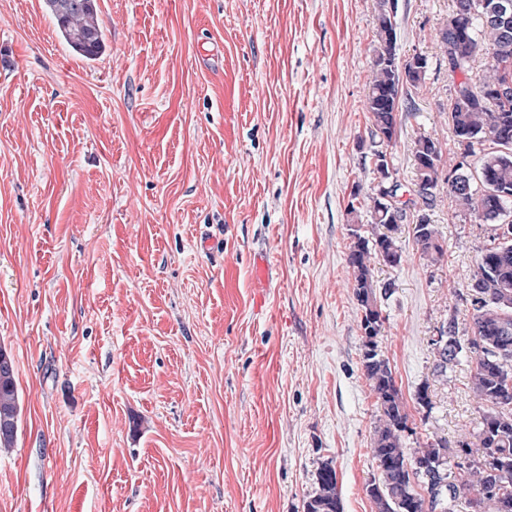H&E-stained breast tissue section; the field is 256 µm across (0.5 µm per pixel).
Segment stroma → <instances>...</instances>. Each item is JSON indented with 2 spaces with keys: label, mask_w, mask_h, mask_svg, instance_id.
Segmentation results:
<instances>
[{
  "label": "stroma",
  "mask_w": 512,
  "mask_h": 512,
  "mask_svg": "<svg viewBox=\"0 0 512 512\" xmlns=\"http://www.w3.org/2000/svg\"><path fill=\"white\" fill-rule=\"evenodd\" d=\"M375 0H97L108 48L60 37L43 0H0V347L20 402L0 512H303L332 463L343 512H373L379 417L351 288L375 152L413 193L415 141L456 152V79L436 33L453 0H398V60L429 72L397 136L364 108ZM376 267L378 336L415 448L476 429L467 363L434 371L453 296L499 222L440 183L424 258ZM267 254L269 280L252 278ZM429 385L432 410L416 402Z\"/></svg>",
  "instance_id": "obj_1"
}]
</instances>
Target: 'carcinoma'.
<instances>
[{
	"mask_svg": "<svg viewBox=\"0 0 512 512\" xmlns=\"http://www.w3.org/2000/svg\"><path fill=\"white\" fill-rule=\"evenodd\" d=\"M482 0H454V20L440 29V48L448 49V67L461 79L454 83L448 119L456 142L476 159L475 169L456 168L455 158L443 160L439 142L423 136L413 153L417 196L425 207L434 203L438 175L443 163L462 175V187L448 186V194L463 212L486 221L503 215L501 204L512 196V103L493 96L494 88L512 76V19L504 25H483L478 16ZM57 28L79 56L99 58L106 37L99 22L95 0H45ZM379 47L373 60L365 110L375 134L388 143L396 138L397 112L405 87H419L426 75L403 74L396 57L397 33L387 0L377 2ZM491 62L478 82L470 77L478 53ZM372 223L385 231L368 239L353 231L348 265L352 288L362 311L361 328L369 343L363 344L362 368L374 393L380 418L374 428L371 457L378 478L366 487L375 512H512V306L501 302L512 296V224L500 225L482 250L477 268L464 277L472 296L471 335L457 336L456 317L448 319L432 340L434 371L447 374L448 366L471 359L470 389L484 409L474 434L476 442H461L470 456L467 471L455 474L448 442L441 439L423 448H409L405 438L413 434L409 414L396 385L389 361L379 349L382 316L375 265L396 267L402 252L395 232L406 211L392 208L379 197L372 198ZM413 227L422 254L436 260L443 256L435 225L427 214ZM20 413L14 365L0 366V447H12ZM317 488L304 502V512H343L335 469L328 463L317 473Z\"/></svg>",
	"mask_w": 512,
	"mask_h": 512,
	"instance_id": "1",
	"label": "carcinoma"
}]
</instances>
